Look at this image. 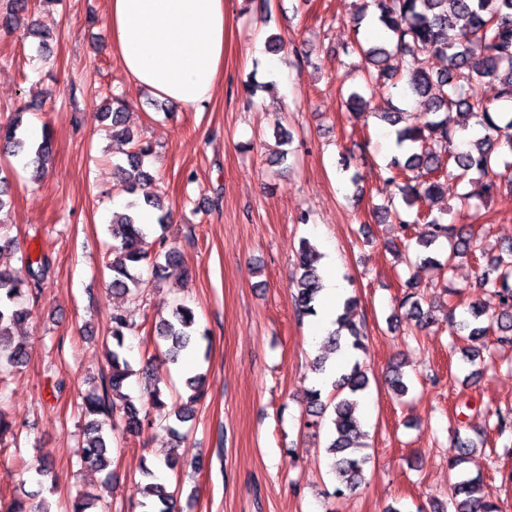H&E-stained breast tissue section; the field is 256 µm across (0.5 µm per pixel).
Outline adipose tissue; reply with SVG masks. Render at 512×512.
<instances>
[{
  "label": "adipose tissue",
  "mask_w": 512,
  "mask_h": 512,
  "mask_svg": "<svg viewBox=\"0 0 512 512\" xmlns=\"http://www.w3.org/2000/svg\"><path fill=\"white\" fill-rule=\"evenodd\" d=\"M107 24L138 87L186 107L211 100L224 69V0H108ZM346 290L336 271L326 273L311 339L331 328Z\"/></svg>",
  "instance_id": "ef3b65f1"
}]
</instances>
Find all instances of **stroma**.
<instances>
[{
  "instance_id": "1",
  "label": "stroma",
  "mask_w": 512,
  "mask_h": 512,
  "mask_svg": "<svg viewBox=\"0 0 512 512\" xmlns=\"http://www.w3.org/2000/svg\"><path fill=\"white\" fill-rule=\"evenodd\" d=\"M363 0H269L267 12L224 0V72L204 109L172 107L135 87L112 51L104 21L107 0H48L34 18L50 31L42 52L26 23L0 22V121L22 113L24 126L53 133V161L39 181L15 157L0 155L11 184V205L0 211L20 255L45 254L49 271L29 298L32 321L21 327L27 358L0 374V408L20 432L0 443V498L38 490L36 470L47 458L57 475L50 499L56 512L77 493L103 489L108 512H128L144 496L142 468L154 460L158 481L178 492L182 512H415L447 499L448 452L459 422L482 427L488 411L512 405V352L468 371L448 325L449 308L464 311L479 293L477 269L460 261L452 281L435 270L402 263L398 225L375 214L394 203L380 167L396 151L393 130L378 120L389 111L386 89L370 92L376 116L354 123L343 90L361 81V58L346 54L351 21ZM96 17L89 26L88 17ZM282 52H266L269 36ZM270 88L246 101L248 76ZM125 101L126 123L154 148L145 165L169 212L165 237L182 263L155 279L140 269L135 297L112 294L107 226L118 186L101 105ZM293 135L288 157L272 164L274 126ZM349 167H342V158ZM322 249L358 299L355 320L368 341L353 351L370 379L359 416L370 461L352 494L326 500L335 481L325 436L305 428L307 390L315 387L308 336L312 318L297 320L291 280L300 239ZM417 283L436 308L437 325L423 329L397 306L406 282ZM191 307L200 329L195 371L207 394L192 420L178 427L112 437V475L81 463L78 406L109 367L110 316L129 311L138 325L129 338L135 371L126 392L147 403L159 377L168 408L183 401V366L161 361L153 329L177 305ZM396 317L389 326L388 317ZM400 366L410 391L395 398L388 377ZM179 460L163 463L164 450ZM481 477L512 512V439L489 435L463 466Z\"/></svg>"
}]
</instances>
